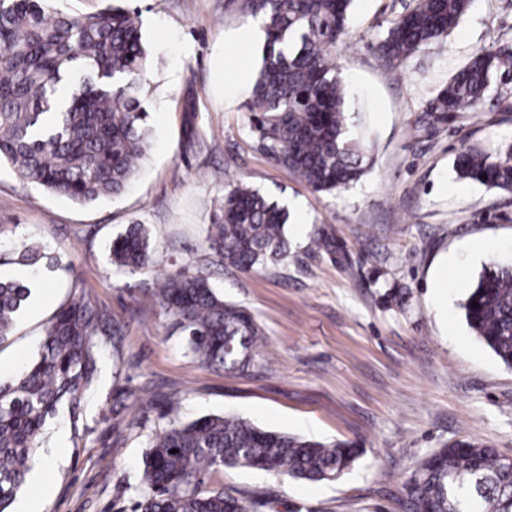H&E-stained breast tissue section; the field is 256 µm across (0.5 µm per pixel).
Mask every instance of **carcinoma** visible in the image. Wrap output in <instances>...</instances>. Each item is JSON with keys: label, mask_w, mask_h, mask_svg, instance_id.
Instances as JSON below:
<instances>
[{"label": "carcinoma", "mask_w": 512, "mask_h": 512, "mask_svg": "<svg viewBox=\"0 0 512 512\" xmlns=\"http://www.w3.org/2000/svg\"><path fill=\"white\" fill-rule=\"evenodd\" d=\"M354 0H242L263 16L262 66L248 105L249 124L265 154L317 192L358 180L371 166L364 134L348 128L336 57L349 36ZM470 0H414L389 22L375 49L391 72L457 28ZM148 54L139 13L122 7L71 16L54 0H0V162L16 175L76 202L123 193L149 144ZM512 80V53L479 51L428 101L443 117L476 112L497 80ZM459 177L512 193V141L496 154L462 149ZM487 179H481V175ZM221 223L208 246L224 265L249 271L288 253V210L239 184L224 195ZM112 265L150 261L144 225L112 239ZM48 258L25 245L17 263ZM30 288L0 279V343L28 306ZM155 305L187 336L201 365L244 371L263 333L244 308L224 301L207 277L179 275L156 283ZM478 306H473L472 302ZM465 318L501 363L512 367V266L484 270L470 289ZM104 320L83 294L45 328L38 359L17 381L0 384V512L27 481L42 428L58 407L80 409L97 371ZM360 455L347 443H323L266 430L236 416L169 422L150 440L137 512H248L274 503L270 492L244 501L207 485L224 467L259 469L309 481H333ZM408 512H512V456L480 442L445 444L425 456L407 483Z\"/></svg>", "instance_id": "obj_1"}]
</instances>
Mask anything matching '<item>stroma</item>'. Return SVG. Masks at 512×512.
I'll return each mask as SVG.
<instances>
[{
	"label": "stroma",
	"mask_w": 512,
	"mask_h": 512,
	"mask_svg": "<svg viewBox=\"0 0 512 512\" xmlns=\"http://www.w3.org/2000/svg\"><path fill=\"white\" fill-rule=\"evenodd\" d=\"M410 0H354L351 37L336 60L347 123L369 133L370 169L348 188L319 193L262 151L247 94L224 97L222 54L258 71L262 46L228 44L249 20L241 0H128L140 8L150 52V148L120 195L89 205L21 180L0 164V270L38 242L51 263L25 282L48 298L28 306L0 343V383L37 358L45 327L74 295L112 319L82 409L45 425L35 469L50 487L42 512H132L151 437L172 420L234 415L258 426L360 448L333 482L227 467L213 476L231 495L271 489L269 512H406L405 484L422 458L476 439L512 455V367L466 324L462 303L486 266L512 265V194L459 179L462 148L497 149L512 112L496 97L480 111L432 120L437 87L481 49H512V0H472L447 38L389 72L374 44ZM243 184L287 208V256L241 273L206 242L224 194ZM145 225L151 261L113 266L109 247ZM327 238L329 248L315 245ZM495 244L482 256L475 241ZM457 277L447 299L440 267ZM202 274L225 300L251 311L264 345L252 366L200 365L184 335L148 294L156 280Z\"/></svg>",
	"instance_id": "1"
}]
</instances>
